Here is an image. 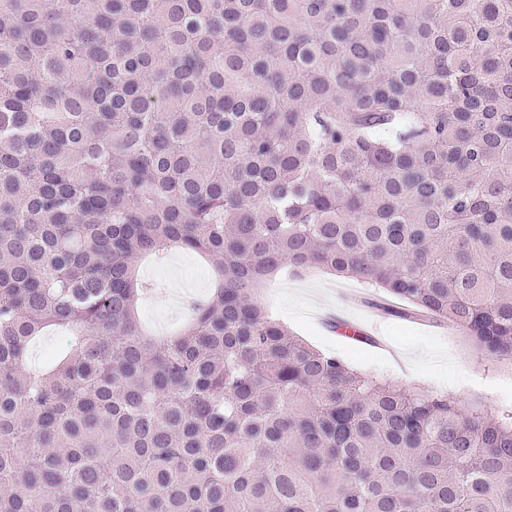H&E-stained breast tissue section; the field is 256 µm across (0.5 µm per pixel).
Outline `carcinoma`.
Returning a JSON list of instances; mask_svg holds the SVG:
<instances>
[{
    "label": "carcinoma",
    "instance_id": "1",
    "mask_svg": "<svg viewBox=\"0 0 512 512\" xmlns=\"http://www.w3.org/2000/svg\"><path fill=\"white\" fill-rule=\"evenodd\" d=\"M286 267L512 364V0H0V512H512V408L308 345ZM140 273L142 277L157 284L154 292L138 310L140 322L155 336L157 322L163 324L165 334L173 332L178 326L177 322L189 313L190 302L207 297L211 290L210 267L199 258L182 251L173 253L161 269L150 261H143ZM206 282V288H196ZM64 345L61 335L54 332H46L39 336L30 346L28 364L32 368L40 366L45 356L53 350L60 349Z\"/></svg>",
    "mask_w": 512,
    "mask_h": 512
}]
</instances>
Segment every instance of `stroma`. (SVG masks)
<instances>
[{"label":"stroma","mask_w":512,"mask_h":512,"mask_svg":"<svg viewBox=\"0 0 512 512\" xmlns=\"http://www.w3.org/2000/svg\"><path fill=\"white\" fill-rule=\"evenodd\" d=\"M140 273L156 284L138 310L140 321L148 331L160 326L168 333L188 314L192 300L207 297L205 284L212 276L207 264L181 251L160 268L142 262ZM344 296L349 299L345 317L366 321L371 340L340 336L336 327L323 322V314L335 311ZM259 300L295 335L336 354L359 373L382 375L430 394L450 390L491 417L512 405L511 366L490 361L448 324L392 311V299L382 289L353 278L286 268L262 288Z\"/></svg>","instance_id":"stroma-1"}]
</instances>
